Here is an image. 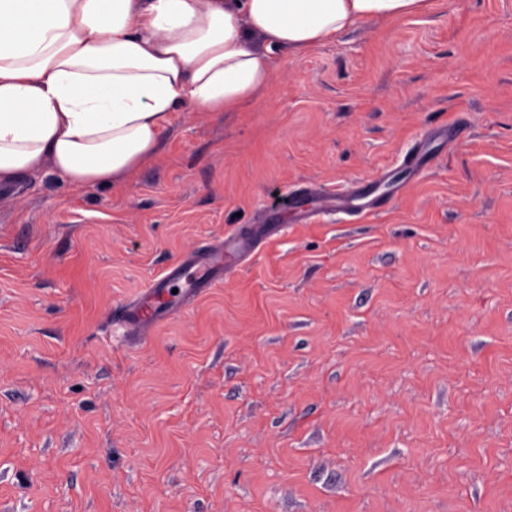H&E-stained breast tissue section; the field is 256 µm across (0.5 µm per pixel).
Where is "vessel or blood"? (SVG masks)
Returning <instances> with one entry per match:
<instances>
[{"label":"vessel or blood","mask_w":512,"mask_h":512,"mask_svg":"<svg viewBox=\"0 0 512 512\" xmlns=\"http://www.w3.org/2000/svg\"><path fill=\"white\" fill-rule=\"evenodd\" d=\"M390 200V194L382 192L378 179L361 178L333 191L309 188L297 194L291 217L297 223L311 221L324 213L361 219L381 212ZM252 248L251 241L232 234L184 256L152 279L138 298L127 303L119 312L120 320L129 331L149 330L162 317L178 313L192 297L215 287L229 272V259L242 258Z\"/></svg>","instance_id":"vessel-or-blood-1"}]
</instances>
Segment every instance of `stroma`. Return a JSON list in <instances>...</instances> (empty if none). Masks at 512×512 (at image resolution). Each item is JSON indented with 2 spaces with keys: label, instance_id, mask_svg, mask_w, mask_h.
<instances>
[{
  "label": "stroma",
  "instance_id": "1",
  "mask_svg": "<svg viewBox=\"0 0 512 512\" xmlns=\"http://www.w3.org/2000/svg\"><path fill=\"white\" fill-rule=\"evenodd\" d=\"M275 62L242 111L175 112L131 182L0 188V512H512V0ZM420 141L389 209L289 225L150 334L113 322L299 187L405 179Z\"/></svg>",
  "mask_w": 512,
  "mask_h": 512
}]
</instances>
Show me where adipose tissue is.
<instances>
[{
    "mask_svg": "<svg viewBox=\"0 0 512 512\" xmlns=\"http://www.w3.org/2000/svg\"><path fill=\"white\" fill-rule=\"evenodd\" d=\"M435 0H0V187L130 180L179 107L237 112L275 50L312 52Z\"/></svg>",
    "mask_w": 512,
    "mask_h": 512,
    "instance_id": "obj_1",
    "label": "adipose tissue"
}]
</instances>
